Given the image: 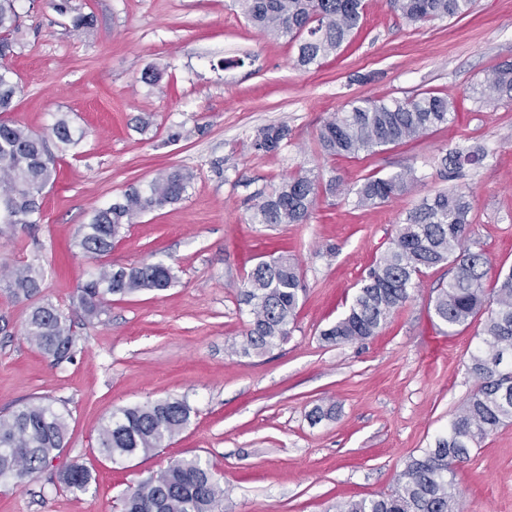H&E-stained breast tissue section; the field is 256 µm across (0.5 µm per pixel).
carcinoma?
I'll list each match as a JSON object with an SVG mask.
<instances>
[{"instance_id":"cac0c4a2","label":"carcinoma","mask_w":512,"mask_h":512,"mask_svg":"<svg viewBox=\"0 0 512 512\" xmlns=\"http://www.w3.org/2000/svg\"><path fill=\"white\" fill-rule=\"evenodd\" d=\"M16 0H0V113L13 110L21 86L3 60L13 51L18 33ZM400 16L417 22L458 18L468 14L473 0H394ZM246 19L264 33L298 42L296 63L308 68L336 51L358 26L362 0H242ZM473 92L482 102L495 105L512 100V64L496 66ZM453 101L433 92L403 98L360 100L323 122L317 134L321 153L357 157L382 147L416 139L452 120ZM56 151L47 139L24 124L0 120V234L37 224L41 217L40 195L53 182L57 153L76 149L84 130L61 117L52 127ZM288 139V128L267 126L257 130L252 148L278 151ZM482 156L448 150L442 162L456 169L480 163ZM194 179L183 169L166 171L143 187H134L116 202L96 210L82 226L80 247L101 257L128 224L148 211L161 210L182 199ZM422 181L412 169L386 177L364 178L356 190L357 205L375 206L401 196ZM318 196L317 180L302 168L273 187L253 206V224H304ZM469 194L459 187L436 192L405 212L389 249L380 257L347 311L323 336L336 342L355 343L377 333L411 298L416 280L428 270L448 263L453 276L440 289L433 304L438 324L453 333L485 316L479 336L481 346L471 354L468 370L476 387L457 409L448 434L435 447L411 457L397 486L379 498L350 500L339 512H462L454 477L470 459L473 445L512 420V266L500 269L488 288V258L467 246L470 233ZM176 280L174 268L162 262H143L123 267L104 265L80 288L79 301L85 320L104 312L111 296L125 297L141 291H164ZM42 272L30 264L14 267L3 279L18 301L35 298ZM300 270L281 255L258 262L244 283V301L251 319L237 353L263 354L287 341L302 298ZM28 342L56 363L73 359L77 336L71 321L53 304L32 307L25 323ZM184 400L160 399L111 413L100 427V452L117 463L149 454L179 434L190 421ZM67 419L52 404H25L0 415V479L9 474L23 480L51 467L66 445ZM60 485L71 493L88 490L92 472L81 464L55 471ZM224 498V488L209 466L199 459L177 462L130 489L123 498V512H214Z\"/></svg>"}]
</instances>
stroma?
<instances>
[{
	"label": "stroma",
	"instance_id": "35a3bbf8",
	"mask_svg": "<svg viewBox=\"0 0 512 512\" xmlns=\"http://www.w3.org/2000/svg\"><path fill=\"white\" fill-rule=\"evenodd\" d=\"M56 0H16L12 67L23 91L9 119L50 134L59 115L86 136L64 155L41 196L39 224L0 235V268L43 266L41 300L74 323L71 362L24 336L29 302L0 285V413L33 400L68 420L60 461L91 469L73 495L44 471L0 483V512H121L138 482L184 459L208 463L224 488L217 512H336L338 503L390 492L405 463L434 447L474 380L477 325L447 335L434 300L453 275L428 270L377 336L330 343L322 332L353 300L388 249L405 211L458 186L470 195L468 245L512 266V101L488 106L477 83L512 62V0H475L465 18L407 23L389 0H364L357 28L320 64H296L297 45L252 28L239 0H69L93 14L70 31ZM157 69L154 86L141 80ZM435 92L455 117L416 140L356 158L323 157L316 134L359 99ZM286 126L278 152L254 151L265 126ZM483 150L480 164L449 173L448 149ZM338 178L304 224L251 223L259 193L300 167ZM174 168L194 172L182 200L140 215L107 263L162 262L177 279L162 292L113 297L85 323L82 284L98 260L79 246L95 209ZM415 169L409 193L372 208L355 203L363 178ZM279 255L298 265L305 292L286 342L262 355L238 349L249 319L242 284ZM165 398L186 400L187 427L166 447L120 464L102 455L110 413ZM455 483L464 512H512V421L471 452Z\"/></svg>",
	"mask_w": 512,
	"mask_h": 512
}]
</instances>
